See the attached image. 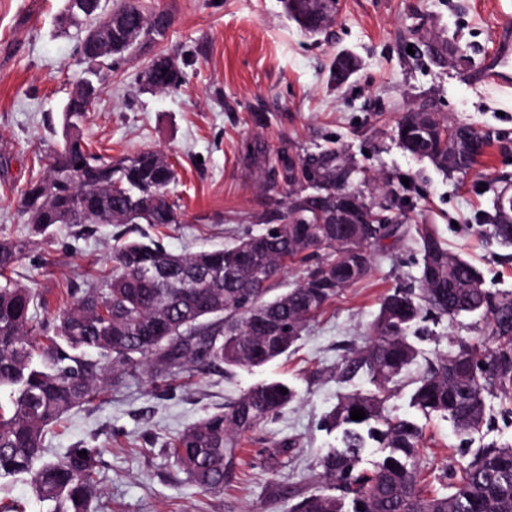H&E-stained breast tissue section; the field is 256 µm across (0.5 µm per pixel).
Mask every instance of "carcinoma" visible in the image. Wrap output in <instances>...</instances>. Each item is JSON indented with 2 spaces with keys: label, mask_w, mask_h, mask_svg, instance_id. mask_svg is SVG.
I'll list each match as a JSON object with an SVG mask.
<instances>
[{
  "label": "carcinoma",
  "mask_w": 512,
  "mask_h": 512,
  "mask_svg": "<svg viewBox=\"0 0 512 512\" xmlns=\"http://www.w3.org/2000/svg\"><path fill=\"white\" fill-rule=\"evenodd\" d=\"M288 17L310 36L336 19L333 0H281ZM100 0H67L68 19L96 20L97 30L77 46L81 76L62 109L64 143L47 174L20 194L21 213L37 232L58 224H152L177 221L167 187L172 164L156 151L121 158L89 151L81 127L91 102L103 91L115 57L164 35L168 16L146 14L137 0L97 20ZM151 89L170 92L182 83L168 58L154 59ZM396 136L411 154L449 173H465L488 146L487 136L451 126L434 112H409ZM353 173L341 153L288 158L284 178L295 193L287 221L266 224L229 246L174 254L155 240H133L113 252L112 276L91 282L53 323V335L35 337L44 324L34 315L30 288L7 278L25 245L0 241V480L26 474L36 498L54 503L51 512H89L97 495L94 474L100 450L79 444L60 459L45 457L49 427L72 408L101 392L110 375L144 367L164 380L183 369L225 364L252 368L283 355L307 323L341 290L364 278L372 248L398 233L389 207L347 189ZM481 231L512 247V195L497 193ZM418 287H397L382 301L372 323L373 341L341 369L360 372L373 393L344 397L329 418L342 428L341 446L319 460V478L339 495H297L291 512H512V447H489L473 455L448 490L419 488L422 433L406 419L385 414L384 393L417 356L409 329L431 312L454 319L480 313L491 323L495 346L466 341L437 357L417 380L412 403L420 411L452 420L464 433L485 418L484 393L512 387V297L484 287L481 273L443 246L433 228H416ZM290 262L303 264L302 279L267 297L270 282ZM287 388V393L280 389ZM296 397L272 381L244 391L222 411L207 415L166 444L167 452L205 492L224 490L241 436L274 418ZM361 409L362 420L350 418ZM385 450L373 470H357L369 442ZM85 451L87 455L78 456ZM351 509L345 510L346 495Z\"/></svg>",
  "instance_id": "cac0c4a2"
}]
</instances>
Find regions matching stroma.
Returning <instances> with one entry per match:
<instances>
[{
    "mask_svg": "<svg viewBox=\"0 0 512 512\" xmlns=\"http://www.w3.org/2000/svg\"><path fill=\"white\" fill-rule=\"evenodd\" d=\"M139 3L146 13H166L169 27L157 42L116 60L83 139L90 151L112 157L147 149L166 155L177 221L163 229L57 225L36 235L19 212L18 192L46 172L62 145L61 110L80 70L81 32L60 27L66 0H0V239L25 241L10 277L36 290L44 324L89 282L111 274L112 249L123 242L157 235L166 250L190 253L281 223L288 185L280 159L287 155L342 151L355 167L351 191L381 198L377 180L387 177L407 188L410 207L392 208L397 240L376 252L368 276L342 290L287 353L250 370L221 364L164 382L142 369L112 377L93 402L50 429L47 455L61 457L80 443L100 448L90 512H290L294 493L321 489L318 461L341 442V431L328 425L337 404L375 389L364 374L342 381L339 369L369 343L383 298L414 284L418 225H432L451 253L479 268L486 288L512 294V249L476 233L496 192L512 191V87L471 77L492 46L495 14L512 11V0H340L334 24L315 39L288 20L280 0ZM445 42L456 56L437 55ZM340 53L354 56L357 68L339 85L332 65ZM160 54L183 73L175 91L154 93L140 81ZM418 110L486 134L485 156L462 176L411 155L395 127ZM489 332L476 314L422 322L416 361L389 386L386 414L423 429V488L457 481L482 448L512 445V393H486V421L473 433L411 403L412 379L452 340L485 346ZM272 380L294 388L296 399L241 437L223 492H202L166 442ZM282 442L288 455L269 468L267 457Z\"/></svg>",
    "mask_w": 512,
    "mask_h": 512,
    "instance_id": "stroma-1",
    "label": "stroma"
}]
</instances>
